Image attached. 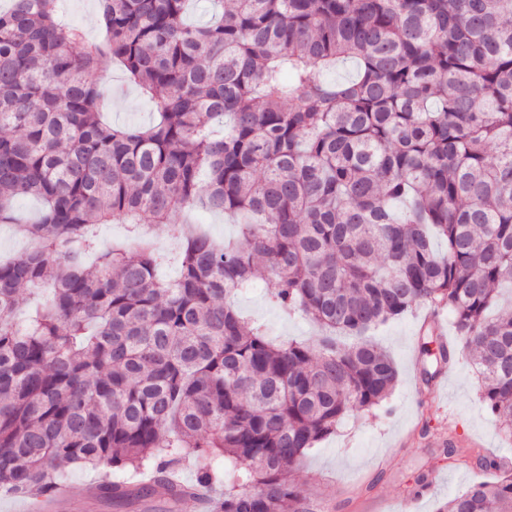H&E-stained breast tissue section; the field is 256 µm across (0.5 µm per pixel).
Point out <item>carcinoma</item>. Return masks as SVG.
Masks as SVG:
<instances>
[{
    "label": "carcinoma",
    "mask_w": 512,
    "mask_h": 512,
    "mask_svg": "<svg viewBox=\"0 0 512 512\" xmlns=\"http://www.w3.org/2000/svg\"><path fill=\"white\" fill-rule=\"evenodd\" d=\"M98 2L94 46L57 0L0 8V224L39 242L0 260V493L52 492L63 462L162 481L190 448L207 486L224 457L219 512H302L291 467L397 381L367 333L421 304L452 316L436 364L471 358L512 440V0H213L195 26L191 0ZM114 62L155 125L102 121L86 75ZM194 205L241 241L188 227ZM114 222L165 225L178 276L102 250ZM259 279L323 336L271 343L232 303ZM436 512H512V472ZM206 229L210 235L218 241L234 239L237 236V226L232 218L223 214L209 216L205 220Z\"/></svg>",
    "instance_id": "1"
}]
</instances>
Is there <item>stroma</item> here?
Segmentation results:
<instances>
[{
	"label": "stroma",
	"instance_id": "obj_1",
	"mask_svg": "<svg viewBox=\"0 0 512 512\" xmlns=\"http://www.w3.org/2000/svg\"><path fill=\"white\" fill-rule=\"evenodd\" d=\"M98 13V0H61L59 18L81 27L86 42L96 43L104 36L95 21ZM93 79L111 97L104 113L108 123L155 122L154 102L126 83L120 66ZM272 289L269 281L243 289L235 303L245 316L263 324L273 340H317L319 330L304 315L285 313L271 303ZM429 313V307L420 306L374 331V340L387 350L398 372L388 404L351 415L292 469L305 496L329 501L330 512H436L440 503L484 477L476 465L449 464L442 442L451 432L464 440L461 455L480 453L512 470V441L499 435L495 416L480 403V382L469 358H456L432 379L424 378V368L431 365L426 350L435 344ZM61 472L62 486L86 512H195L191 500L172 502L161 489L121 507L89 500L85 490L100 480L101 470L67 464ZM421 475L431 480V487L417 488Z\"/></svg>",
	"mask_w": 512,
	"mask_h": 512
}]
</instances>
